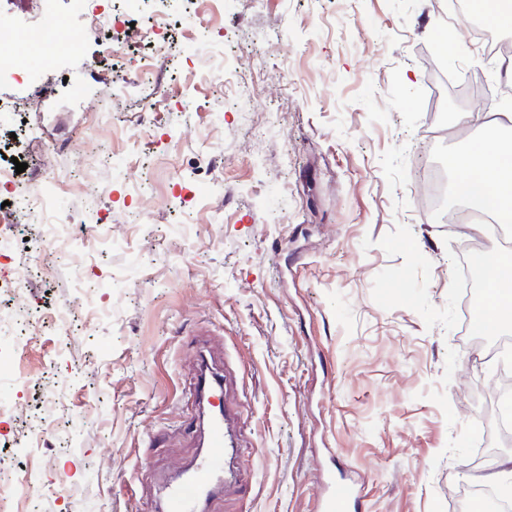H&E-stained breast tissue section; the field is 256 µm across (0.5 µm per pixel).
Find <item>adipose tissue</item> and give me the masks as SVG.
Returning <instances> with one entry per match:
<instances>
[{
	"label": "adipose tissue",
	"instance_id": "obj_1",
	"mask_svg": "<svg viewBox=\"0 0 512 512\" xmlns=\"http://www.w3.org/2000/svg\"><path fill=\"white\" fill-rule=\"evenodd\" d=\"M469 121L485 126L487 135L454 161L465 171L456 193L475 210L497 214L512 223V138L499 133L493 113L469 114Z\"/></svg>",
	"mask_w": 512,
	"mask_h": 512
}]
</instances>
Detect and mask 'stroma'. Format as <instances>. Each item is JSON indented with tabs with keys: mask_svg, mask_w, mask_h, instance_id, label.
I'll use <instances>...</instances> for the list:
<instances>
[{
	"mask_svg": "<svg viewBox=\"0 0 512 512\" xmlns=\"http://www.w3.org/2000/svg\"><path fill=\"white\" fill-rule=\"evenodd\" d=\"M115 9L117 58L72 0L0 5V26L27 33L54 14L69 44L0 84L23 118L0 119V156L63 172L56 211L100 231L44 254V219L28 215L0 263L21 286L0 309L29 320L0 365L15 405L0 418V512H159L163 481L200 451L186 424L202 355L243 406L241 487L207 512H319L331 467L360 486L355 512H454L490 466L475 427L499 380L461 332L462 234L422 214L414 168L484 131L425 103L423 60L483 72L489 96L468 112L512 111L505 77L440 0ZM245 67L258 90L243 103Z\"/></svg>",
	"mask_w": 512,
	"mask_h": 512,
	"instance_id": "obj_1",
	"label": "stroma"
}]
</instances>
